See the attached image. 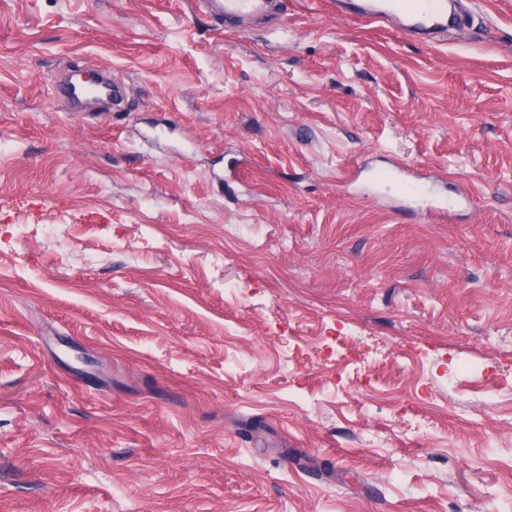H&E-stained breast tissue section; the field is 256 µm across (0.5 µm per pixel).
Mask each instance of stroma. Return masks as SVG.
Returning <instances> with one entry per match:
<instances>
[{"instance_id": "35a3bbf8", "label": "stroma", "mask_w": 512, "mask_h": 512, "mask_svg": "<svg viewBox=\"0 0 512 512\" xmlns=\"http://www.w3.org/2000/svg\"><path fill=\"white\" fill-rule=\"evenodd\" d=\"M353 7L0 0V512H512V0ZM197 11L210 18L221 29L225 24L248 19L280 16L282 0H196ZM396 14L404 16L398 17ZM360 18L377 23L386 17L403 19L405 31H433L446 28L448 23L447 0H382L380 3L359 10ZM93 72L102 79L106 97L98 104L104 107L103 112H121L123 105L133 91L132 85L124 77L112 75V68L98 63H88ZM54 98L63 99L70 110L81 109L89 104L84 92L74 86L66 77V71H61L58 76ZM376 178L386 182L400 196H421L424 192L419 179L402 169H396L390 174L376 175Z\"/></svg>"}]
</instances>
